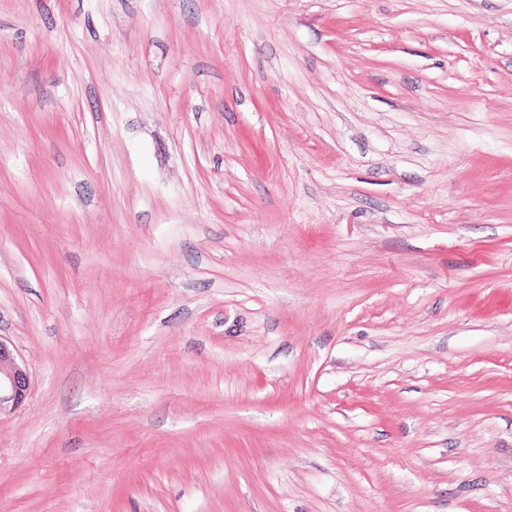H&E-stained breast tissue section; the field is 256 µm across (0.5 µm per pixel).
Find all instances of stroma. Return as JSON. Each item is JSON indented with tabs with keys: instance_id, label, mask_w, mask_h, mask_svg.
<instances>
[{
	"instance_id": "stroma-1",
	"label": "stroma",
	"mask_w": 512,
	"mask_h": 512,
	"mask_svg": "<svg viewBox=\"0 0 512 512\" xmlns=\"http://www.w3.org/2000/svg\"><path fill=\"white\" fill-rule=\"evenodd\" d=\"M0 512H512V0H0ZM30 377L24 363L0 338V415L17 410L28 397Z\"/></svg>"
}]
</instances>
